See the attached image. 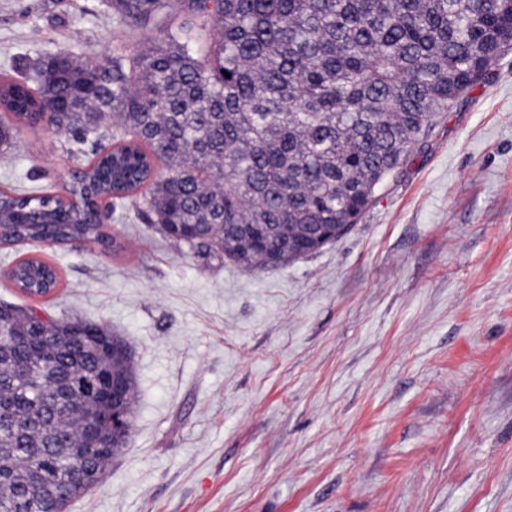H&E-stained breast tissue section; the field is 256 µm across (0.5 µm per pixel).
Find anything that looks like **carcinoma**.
<instances>
[{
    "label": "carcinoma",
    "instance_id": "cac0c4a2",
    "mask_svg": "<svg viewBox=\"0 0 512 512\" xmlns=\"http://www.w3.org/2000/svg\"><path fill=\"white\" fill-rule=\"evenodd\" d=\"M110 2L112 19L147 33L135 51L62 49L0 78L14 122L92 145L63 195L0 190L1 246L109 249L88 219L122 199L169 240L248 269L265 263L224 247L240 225L275 248L286 224L312 253L334 225L358 222L434 116L512 45V0ZM9 279L30 296L59 284L35 257ZM135 402L131 357L114 358L106 327L1 302L0 512H66L87 424L112 425L114 404L126 416L119 447L93 463L104 470Z\"/></svg>",
    "mask_w": 512,
    "mask_h": 512
}]
</instances>
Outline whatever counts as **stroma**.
Here are the masks:
<instances>
[{"mask_svg":"<svg viewBox=\"0 0 512 512\" xmlns=\"http://www.w3.org/2000/svg\"><path fill=\"white\" fill-rule=\"evenodd\" d=\"M143 39L107 0H0V74ZM72 148L17 126L0 187L61 193ZM106 230L0 247V301L132 352L128 445L68 512H512V49L316 252L248 270L118 203ZM25 257L51 294L9 279ZM9 279L22 292L33 296L43 294L42 289L58 287L59 279L56 271L39 258H28L16 264L10 270Z\"/></svg>","mask_w":512,"mask_h":512,"instance_id":"stroma-1","label":"stroma"}]
</instances>
